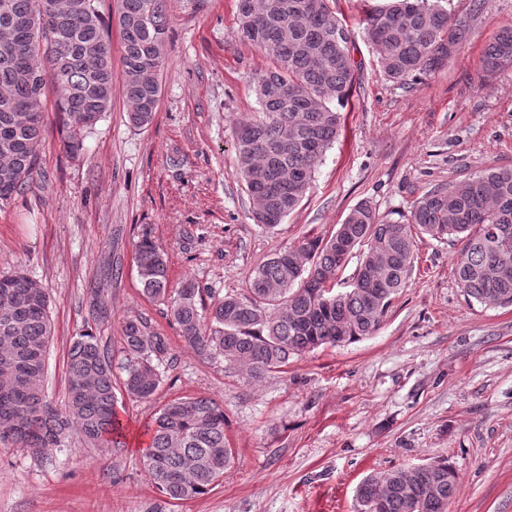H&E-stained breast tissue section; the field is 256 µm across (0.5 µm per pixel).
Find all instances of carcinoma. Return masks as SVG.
I'll list each match as a JSON object with an SVG mask.
<instances>
[{
  "instance_id": "1",
  "label": "carcinoma",
  "mask_w": 512,
  "mask_h": 512,
  "mask_svg": "<svg viewBox=\"0 0 512 512\" xmlns=\"http://www.w3.org/2000/svg\"><path fill=\"white\" fill-rule=\"evenodd\" d=\"M13 18L38 13L36 38L0 23V201L36 186V159L45 130V92L59 91L65 152L83 153L77 133L112 107V46L98 0H8ZM329 0H237L238 39L273 60L257 75V115L235 128L238 174L248 196L262 200L256 223L273 229L303 201L315 169L338 134L342 102L354 81L350 30ZM443 0H388L363 20L385 75L403 84L443 66L465 40L466 24L451 20ZM169 0H117L123 88L128 119L149 126L160 99L167 60ZM36 64L34 93L22 76ZM483 67L512 65V30L486 49ZM463 242L454 274L463 295L480 305H512V168H488L466 180L437 185L416 202L405 222L378 219L357 204L326 240L306 239L260 263L247 294H226L205 306L204 289L186 283L169 293L167 264L148 237L137 244L143 293L166 306L179 336L206 362L222 360L248 383L288 366L293 356L373 335L415 261L414 232ZM353 245L360 261L353 281L336 289L338 244ZM52 336L50 295L22 271L0 275V441L49 458L70 430L93 448L125 447L116 410L113 359L91 333L67 352V397L57 406L44 389ZM123 388L151 398L172 368L167 337L141 317L123 326ZM224 410L211 398L165 404L155 417L145 464L160 492L182 501L210 492L234 459L224 436ZM458 474L447 459L369 475L359 486L361 512H448Z\"/></svg>"
}]
</instances>
